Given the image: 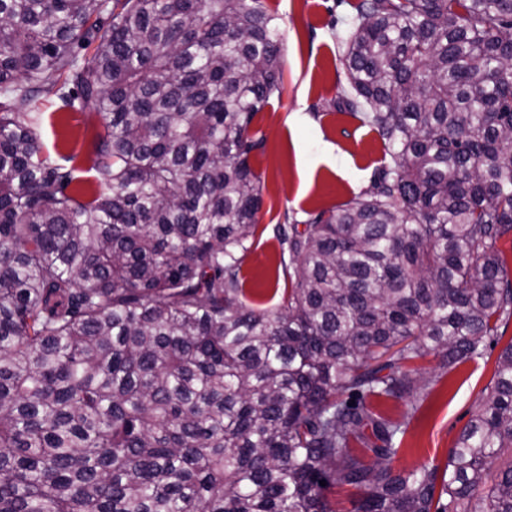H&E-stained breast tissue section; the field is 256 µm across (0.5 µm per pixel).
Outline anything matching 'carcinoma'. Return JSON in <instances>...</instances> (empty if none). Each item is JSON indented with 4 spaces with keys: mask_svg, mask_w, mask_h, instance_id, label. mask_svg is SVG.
Segmentation results:
<instances>
[{
    "mask_svg": "<svg viewBox=\"0 0 512 512\" xmlns=\"http://www.w3.org/2000/svg\"><path fill=\"white\" fill-rule=\"evenodd\" d=\"M354 9L342 101L390 161L275 226L268 312L241 274L282 86L264 0H0V512H512V343L442 470L393 472L408 422L373 405L415 411L408 366L512 319V0ZM49 94L104 119L94 193L44 153Z\"/></svg>",
    "mask_w": 512,
    "mask_h": 512,
    "instance_id": "carcinoma-1",
    "label": "carcinoma"
}]
</instances>
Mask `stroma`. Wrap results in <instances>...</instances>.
I'll return each instance as SVG.
<instances>
[{
    "instance_id": "stroma-1",
    "label": "stroma",
    "mask_w": 512,
    "mask_h": 512,
    "mask_svg": "<svg viewBox=\"0 0 512 512\" xmlns=\"http://www.w3.org/2000/svg\"><path fill=\"white\" fill-rule=\"evenodd\" d=\"M358 0H265L280 24L283 89L255 117L265 137L250 162L262 176L259 234L242 263L248 305L274 310L294 277V266L274 238L277 224H302L368 190L384 157L378 135L341 103L346 85L341 39L351 26ZM42 140L52 161L86 170L104 133L93 110L73 112L54 96L43 103ZM512 343V324L485 358L447 368L439 357L420 364L424 399L413 418L403 402L380 401L378 410L407 420L401 452L393 463L402 472L421 465L445 466L449 451L475 415L491 386L497 359Z\"/></svg>"
}]
</instances>
